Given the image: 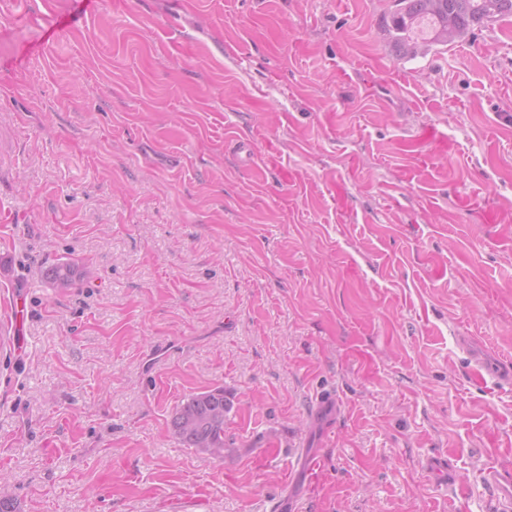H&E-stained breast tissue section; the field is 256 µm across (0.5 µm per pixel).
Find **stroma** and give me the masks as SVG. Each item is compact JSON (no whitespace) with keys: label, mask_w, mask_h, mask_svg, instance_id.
<instances>
[{"label":"stroma","mask_w":512,"mask_h":512,"mask_svg":"<svg viewBox=\"0 0 512 512\" xmlns=\"http://www.w3.org/2000/svg\"><path fill=\"white\" fill-rule=\"evenodd\" d=\"M392 5L98 0L48 44L72 0H0L17 512H270L297 448L325 457L302 512H501L512 17L401 59ZM65 262L94 275L58 291ZM217 386L220 461L169 430ZM343 411V402L337 395L330 393L322 394L316 400L313 409V418L321 421L324 427L332 429ZM485 481L507 500L512 497V468L491 467L485 473Z\"/></svg>","instance_id":"35a3bbf8"}]
</instances>
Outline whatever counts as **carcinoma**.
<instances>
[{
	"label": "carcinoma",
	"mask_w": 512,
	"mask_h": 512,
	"mask_svg": "<svg viewBox=\"0 0 512 512\" xmlns=\"http://www.w3.org/2000/svg\"><path fill=\"white\" fill-rule=\"evenodd\" d=\"M512 16V0H394L385 35L396 55L414 58L436 46L464 38L472 29ZM87 271L75 263H61L47 272L58 288H69L84 279ZM228 402L224 388L195 393L174 411L173 436L186 448L224 459V414Z\"/></svg>",
	"instance_id": "cac0c4a2"
}]
</instances>
